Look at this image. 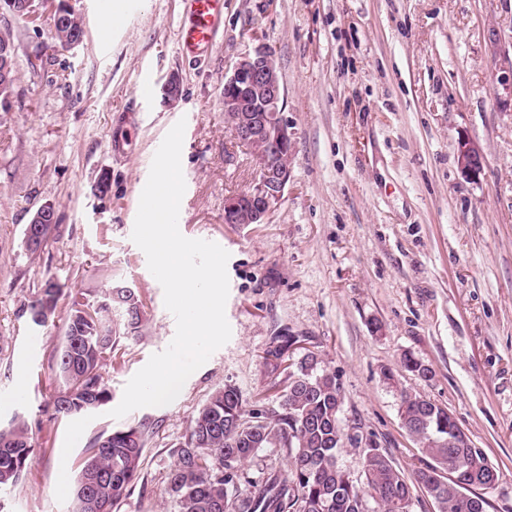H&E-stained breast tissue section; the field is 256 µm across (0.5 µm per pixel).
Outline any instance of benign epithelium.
<instances>
[{
	"instance_id": "benign-epithelium-1",
	"label": "benign epithelium",
	"mask_w": 512,
	"mask_h": 512,
	"mask_svg": "<svg viewBox=\"0 0 512 512\" xmlns=\"http://www.w3.org/2000/svg\"><path fill=\"white\" fill-rule=\"evenodd\" d=\"M47 0H7V8L32 24H44L52 37L69 42V27L80 15L60 2L45 10ZM13 83L12 62L7 51H0V88ZM284 88L275 51L265 42L239 57L230 75L224 76V124L253 158L255 177L244 191L224 201V223L264 224L278 205L291 179L292 135L283 122ZM457 163L470 177L481 173L483 156L479 148L465 140L456 146ZM54 209L40 207L30 221L26 243L32 247L42 242L37 225L53 222Z\"/></svg>"
}]
</instances>
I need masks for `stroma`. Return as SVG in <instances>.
Instances as JSON below:
<instances>
[{
    "instance_id": "stroma-1",
    "label": "stroma",
    "mask_w": 512,
    "mask_h": 512,
    "mask_svg": "<svg viewBox=\"0 0 512 512\" xmlns=\"http://www.w3.org/2000/svg\"><path fill=\"white\" fill-rule=\"evenodd\" d=\"M69 3L86 35L59 53L47 29L0 7L18 74L0 111V426L23 417L40 450L0 512H71L62 482H75L97 434L129 426L147 432L145 459L115 512H177L164 492L173 448L224 386L276 407L286 377L276 349L294 360L314 352L336 376L344 434L358 438L338 464L353 478L371 444L405 476L423 466L400 417L408 391L448 408L499 473L482 491L488 512H512V109L499 80L512 0H224L204 59L179 50L180 0H130L117 26L109 0ZM261 41L285 90L292 179L266 223L228 224L224 201L254 171L224 125V76ZM173 75L174 103L135 92L142 78L161 87ZM181 120L178 226L230 254L232 335L172 403L115 419L127 381L176 331L131 234L154 154ZM461 138L482 151L478 178L457 166ZM46 204L59 229L33 255L24 229ZM49 278L72 296L130 287L145 305L120 363L101 369L111 401L65 419L49 402L66 316L43 328L23 313ZM406 355L432 377L404 370Z\"/></svg>"
}]
</instances>
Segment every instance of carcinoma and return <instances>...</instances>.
<instances>
[{
  "instance_id": "obj_1",
  "label": "carcinoma",
  "mask_w": 512,
  "mask_h": 512,
  "mask_svg": "<svg viewBox=\"0 0 512 512\" xmlns=\"http://www.w3.org/2000/svg\"><path fill=\"white\" fill-rule=\"evenodd\" d=\"M63 294L59 283L44 281L24 308L29 321L47 325ZM114 302L124 309L120 328L112 322ZM143 316V300L132 288L109 284L92 299L72 298L55 355L63 383L52 401L55 417L81 413L87 402L102 404L110 398L100 374L105 356L118 359L121 335H136ZM291 368L277 409H249L236 389L226 385L198 411L173 450L175 462L167 477L165 491L177 512H369V498L378 512H407L417 489L431 497L436 512H486L485 499L474 489L486 487L487 474L495 467L468 445L469 437L446 407L403 392L404 427L417 435L428 462L409 479L385 451L367 448L363 480L354 482L337 463L344 432L336 377L313 352ZM145 444L141 427L93 438L73 487V512H113L140 479ZM260 448L283 449L290 468L267 464L261 479H248L243 464ZM36 457L25 422L0 427V493L17 487Z\"/></svg>"
}]
</instances>
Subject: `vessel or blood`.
Segmentation results:
<instances>
[{"mask_svg":"<svg viewBox=\"0 0 512 512\" xmlns=\"http://www.w3.org/2000/svg\"><path fill=\"white\" fill-rule=\"evenodd\" d=\"M189 22L179 37L183 54L198 58L209 53L216 42L224 17V0H182Z\"/></svg>","mask_w":512,"mask_h":512,"instance_id":"b4317fda","label":"vessel or blood"}]
</instances>
